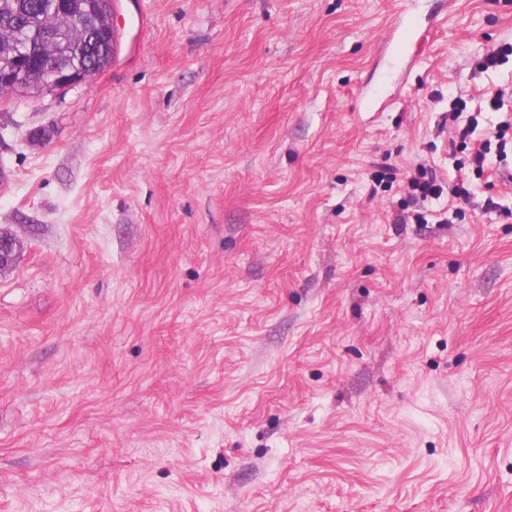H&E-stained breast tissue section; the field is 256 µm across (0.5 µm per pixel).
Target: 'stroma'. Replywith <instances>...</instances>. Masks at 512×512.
I'll list each match as a JSON object with an SVG mask.
<instances>
[{"mask_svg": "<svg viewBox=\"0 0 512 512\" xmlns=\"http://www.w3.org/2000/svg\"><path fill=\"white\" fill-rule=\"evenodd\" d=\"M119 4L0 93V512H512V183L396 221L512 0Z\"/></svg>", "mask_w": 512, "mask_h": 512, "instance_id": "35a3bbf8", "label": "stroma"}]
</instances>
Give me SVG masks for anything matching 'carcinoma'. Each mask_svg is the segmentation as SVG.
Returning a JSON list of instances; mask_svg holds the SVG:
<instances>
[{
	"label": "carcinoma",
	"mask_w": 512,
	"mask_h": 512,
	"mask_svg": "<svg viewBox=\"0 0 512 512\" xmlns=\"http://www.w3.org/2000/svg\"><path fill=\"white\" fill-rule=\"evenodd\" d=\"M60 18L55 0H0V69L12 67L22 47L32 45L44 56L28 76L29 91H41L46 68L75 67L89 76L105 68L91 43L89 25L58 27Z\"/></svg>",
	"instance_id": "cac0c4a2"
}]
</instances>
